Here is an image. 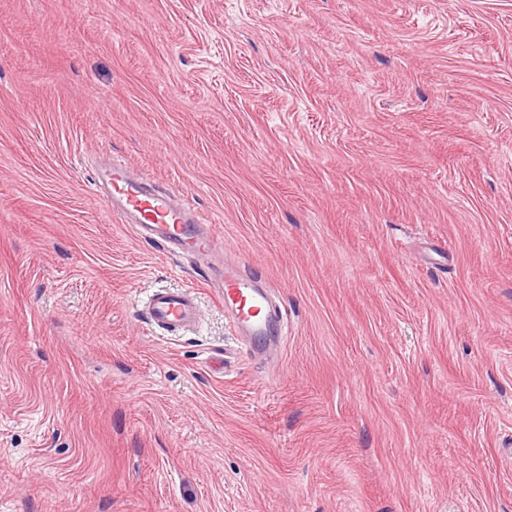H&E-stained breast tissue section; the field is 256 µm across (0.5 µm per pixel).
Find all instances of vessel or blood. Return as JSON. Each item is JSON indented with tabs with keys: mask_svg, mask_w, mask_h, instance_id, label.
Segmentation results:
<instances>
[{
	"mask_svg": "<svg viewBox=\"0 0 512 512\" xmlns=\"http://www.w3.org/2000/svg\"><path fill=\"white\" fill-rule=\"evenodd\" d=\"M103 177L109 185L108 203L113 215L127 219L170 251L220 253L217 238L187 202L174 201L167 193L152 189L118 162ZM220 278L223 282L220 296L235 328L247 330L254 342L267 336L271 327L268 301L255 288L253 277L225 267L220 271ZM146 308L151 322L167 330H180L197 320L195 300L186 291H154L146 301Z\"/></svg>",
	"mask_w": 512,
	"mask_h": 512,
	"instance_id": "obj_1",
	"label": "vessel or blood"
}]
</instances>
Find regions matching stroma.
Masks as SVG:
<instances>
[{
    "instance_id": "obj_1",
    "label": "stroma",
    "mask_w": 512,
    "mask_h": 512,
    "mask_svg": "<svg viewBox=\"0 0 512 512\" xmlns=\"http://www.w3.org/2000/svg\"><path fill=\"white\" fill-rule=\"evenodd\" d=\"M108 156L262 278L277 355ZM0 512H512V0H0ZM102 176L109 185L107 199L112 214L122 222L125 217L128 224H136L145 237L163 243L173 252L221 253V245L208 225L184 200L175 202L167 193L152 189L115 160ZM146 308L151 322L166 330L184 329L197 320L195 300L187 291H154Z\"/></svg>"
}]
</instances>
